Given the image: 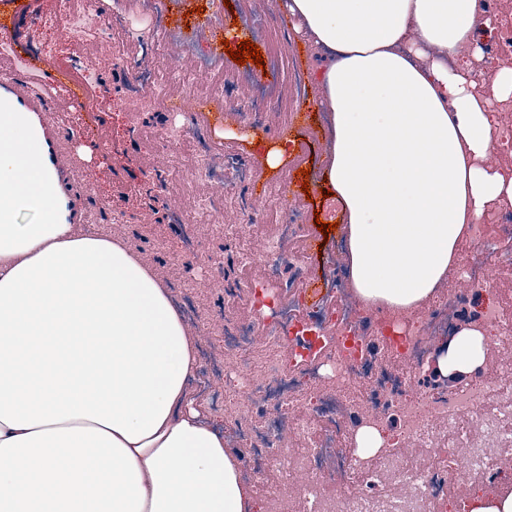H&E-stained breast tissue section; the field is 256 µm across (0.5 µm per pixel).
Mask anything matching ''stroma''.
Wrapping results in <instances>:
<instances>
[{"label": "stroma", "instance_id": "1", "mask_svg": "<svg viewBox=\"0 0 512 512\" xmlns=\"http://www.w3.org/2000/svg\"><path fill=\"white\" fill-rule=\"evenodd\" d=\"M79 5L80 0H61L57 5L41 0L38 11L30 13L26 22L34 24L45 13L58 19L57 33L38 34L41 55L58 66H67L72 59L96 64L95 73L75 74L85 85V97L77 104L66 100L47 77L40 94L21 108L51 119L66 113L81 128L76 140L68 139L57 127L51 134L55 149L73 156L72 165L60 171L59 182L73 204L75 222L95 221L103 233L123 240L145 257L170 287L186 318L200 317L208 334L199 337V346L222 359L224 349L216 340L225 320L251 318L239 297L241 284L263 275L264 270L258 265L241 266L236 243L215 237L208 225L193 223L196 202L209 193L210 184L195 172L188 150L164 141L163 116L171 98L188 96L202 101L196 125L209 132L212 149L232 154L252 169L249 193L262 198L268 207L265 224L250 237L255 251H262L276 230L275 198L263 190L264 185L274 184L303 202L312 217L309 232L317 256L308 261V268L321 277L332 269L349 271L348 252L336 249L348 236L346 215L341 204L322 191L330 130L318 106L308 53L294 40L288 18L271 11L268 0H229L230 10L225 14L258 46L262 65H240L228 57L223 66L215 68L202 64L213 54L212 42L205 37L190 52L175 50L162 59L151 55L142 42L117 50L107 35L93 38L69 29L66 21ZM259 17L271 19V26L256 27L254 21ZM136 62L144 68L154 67L159 74L174 66L191 74L193 81L188 86L176 80L146 82L130 71V64ZM260 89L272 97L263 124L253 125L244 121L237 105ZM284 140L289 141L290 152L283 167L277 171L266 168V143ZM163 168L168 171L167 191L158 195L152 178ZM174 209L186 216V223H169L168 215ZM323 221L331 223V230L320 231ZM188 236L197 244L194 260L181 256L180 246ZM210 251L223 253L222 271L204 266L202 258Z\"/></svg>", "mask_w": 512, "mask_h": 512}]
</instances>
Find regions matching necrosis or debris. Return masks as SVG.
I'll use <instances>...</instances> for the list:
<instances>
[{"instance_id": "obj_1", "label": "necrosis or debris", "mask_w": 512, "mask_h": 512, "mask_svg": "<svg viewBox=\"0 0 512 512\" xmlns=\"http://www.w3.org/2000/svg\"><path fill=\"white\" fill-rule=\"evenodd\" d=\"M175 2L137 0L147 27L124 25L125 36L139 39L149 30L156 49L176 42L191 50L196 32L158 23ZM194 118L190 100L170 102L166 136L191 146L196 168L210 183V197L198 204L201 220L219 236L240 239L264 223V207L252 201L241 223L227 224L220 206L250 183L252 171L213 154ZM280 211L276 236L262 253L238 252L241 266L266 271L244 285L255 319L224 323V438L243 449L249 481L261 485L276 470L281 485H296L300 512H466L469 494L501 477L500 468L469 445L472 431L491 419L500 447L512 446V428L502 426L512 418V354L499 353L512 345V314L491 283L492 267L512 261L500 249L501 238L512 236V212H492L468 225L462 249L479 257L449 269L442 297L424 310L389 315L338 296L345 283L337 277L309 301L305 270L288 250L307 239L306 215L292 203ZM285 272L293 288L284 297L271 283ZM464 320L484 331L491 355L464 381L440 379L431 367L437 347ZM259 340L277 357L255 363ZM364 428L384 439L365 456L354 444ZM291 435L299 446L287 455L283 447ZM446 438L455 446L443 451L439 465L421 466L403 453L409 442L431 448Z\"/></svg>"}]
</instances>
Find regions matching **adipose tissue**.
Masks as SVG:
<instances>
[{
	"instance_id": "adipose-tissue-1",
	"label": "adipose tissue",
	"mask_w": 512,
	"mask_h": 512,
	"mask_svg": "<svg viewBox=\"0 0 512 512\" xmlns=\"http://www.w3.org/2000/svg\"><path fill=\"white\" fill-rule=\"evenodd\" d=\"M314 61L332 145L324 182L349 224L368 302L425 300L466 227L512 202L482 166L497 128L464 48L493 27L481 0H269ZM43 118L0 106V512H259L224 427L197 405V343L150 262L73 223ZM35 210L32 224L18 221ZM486 361L465 324L436 356L459 379Z\"/></svg>"
}]
</instances>
